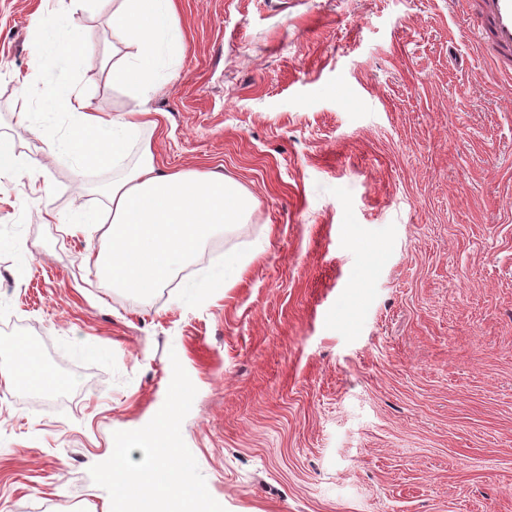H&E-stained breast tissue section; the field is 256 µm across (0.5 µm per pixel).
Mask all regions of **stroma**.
<instances>
[{"label": "stroma", "mask_w": 512, "mask_h": 512, "mask_svg": "<svg viewBox=\"0 0 512 512\" xmlns=\"http://www.w3.org/2000/svg\"><path fill=\"white\" fill-rule=\"evenodd\" d=\"M41 0H0V135L36 159L18 80ZM464 0H180L186 50L150 92L157 159L258 201L140 293L62 222L119 167L49 164V203L0 175V362L23 339L74 379L0 389V512H112L118 439L182 400L176 460L220 512H512V79ZM111 6L78 14L74 79L105 118L135 107L102 68ZM58 215L44 220L45 206ZM249 265L240 254L224 251V260L206 278L187 282L182 289L183 296L196 299L207 295L214 288H226L242 278Z\"/></svg>", "instance_id": "obj_1"}]
</instances>
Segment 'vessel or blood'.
<instances>
[{"label": "vessel or blood", "mask_w": 512, "mask_h": 512, "mask_svg": "<svg viewBox=\"0 0 512 512\" xmlns=\"http://www.w3.org/2000/svg\"><path fill=\"white\" fill-rule=\"evenodd\" d=\"M463 22L501 72L512 71V0H471Z\"/></svg>", "instance_id": "vessel-or-blood-1"}]
</instances>
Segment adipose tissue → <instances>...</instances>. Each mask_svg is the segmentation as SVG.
<instances>
[{
    "instance_id": "adipose-tissue-1",
    "label": "adipose tissue",
    "mask_w": 512,
    "mask_h": 512,
    "mask_svg": "<svg viewBox=\"0 0 512 512\" xmlns=\"http://www.w3.org/2000/svg\"><path fill=\"white\" fill-rule=\"evenodd\" d=\"M90 0H47L31 17L33 50L26 86L42 91V107L34 130L41 159L25 160L0 138V171H13L29 185L45 182L44 160L64 161L75 169L98 162H121V175L104 191L106 205L94 206L71 219L75 231L105 228L103 245L88 250L86 261L101 270L113 285L146 291L166 283L182 270L217 229L245 223L258 202L234 178L206 176L194 170L166 172L157 160L160 123L141 107L105 119L81 89L65 81L75 68L82 43L76 14ZM112 82L140 97L173 75L185 53L177 0H112ZM71 134L56 135L59 118ZM248 267L240 254L228 251L206 278L187 282L183 295L196 299L242 278ZM14 357L0 365V385H23L50 392L58 384L54 372L31 353L25 340H16ZM114 498L125 500L124 512H209V503L196 496L195 475L185 467L165 463L142 470L128 467L122 450H115L109 467Z\"/></svg>"
}]
</instances>
